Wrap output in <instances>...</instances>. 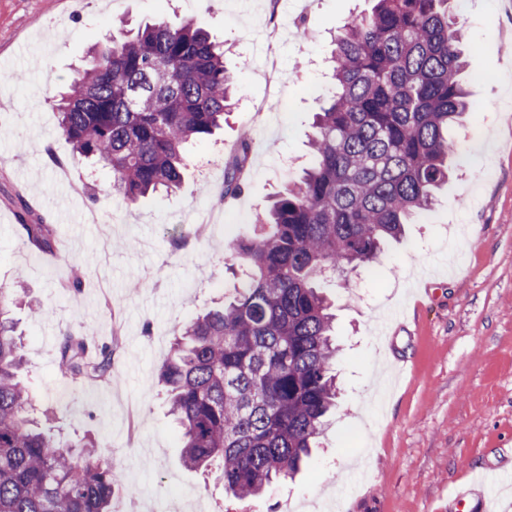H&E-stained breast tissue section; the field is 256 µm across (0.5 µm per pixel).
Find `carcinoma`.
I'll list each match as a JSON object with an SVG mask.
<instances>
[{"instance_id": "carcinoma-1", "label": "carcinoma", "mask_w": 512, "mask_h": 512, "mask_svg": "<svg viewBox=\"0 0 512 512\" xmlns=\"http://www.w3.org/2000/svg\"><path fill=\"white\" fill-rule=\"evenodd\" d=\"M334 45L310 167L255 220L261 233L229 243L242 261L233 293L186 323L159 371L184 465L219 464L238 500L293 477L336 407L334 317L318 281L375 263L430 210L456 151L448 130L470 110L453 0H375ZM235 83L204 28L157 20L86 53L57 99L59 132L73 160L108 170L134 203L179 187L187 145L224 123ZM20 227L52 249L48 225ZM12 303L0 289V512H112L118 462L30 418ZM60 352L61 375L84 372L81 344L66 337Z\"/></svg>"}]
</instances>
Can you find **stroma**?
Wrapping results in <instances>:
<instances>
[{"label": "stroma", "instance_id": "obj_1", "mask_svg": "<svg viewBox=\"0 0 512 512\" xmlns=\"http://www.w3.org/2000/svg\"><path fill=\"white\" fill-rule=\"evenodd\" d=\"M0 0V288L14 309L31 416L66 437L111 448L135 480L144 512L173 486L196 487L217 512H457L449 492L470 471L512 456V0H469L457 18L470 49L472 107L451 131L454 172L431 211L383 244L378 261L323 283L335 315L336 409L295 478L245 503L219 471L181 462L179 431L158 382L175 336L233 282L231 238L309 161L313 114L332 86L336 31L373 0ZM195 19L224 43L236 104L208 149H189L181 187L128 204L108 173L72 194L49 161L71 147L54 101L87 47L159 19ZM244 184L212 219L201 215L227 163ZM29 223L53 230L51 256L29 260L17 196ZM111 215L110 227L85 220ZM207 232L172 250V236ZM82 285L71 289L73 274ZM112 349V372L71 377L75 404L54 394L64 333Z\"/></svg>", "mask_w": 512, "mask_h": 512}]
</instances>
